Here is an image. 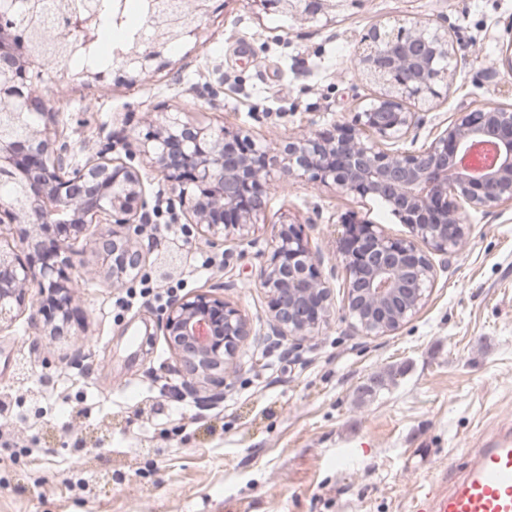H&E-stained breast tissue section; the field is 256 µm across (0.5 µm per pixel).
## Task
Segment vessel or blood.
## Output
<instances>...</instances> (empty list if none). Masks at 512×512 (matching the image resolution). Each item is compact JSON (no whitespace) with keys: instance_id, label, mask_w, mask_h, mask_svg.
Returning a JSON list of instances; mask_svg holds the SVG:
<instances>
[{"instance_id":"1","label":"vessel or blood","mask_w":512,"mask_h":512,"mask_svg":"<svg viewBox=\"0 0 512 512\" xmlns=\"http://www.w3.org/2000/svg\"><path fill=\"white\" fill-rule=\"evenodd\" d=\"M416 512H512V426H501L478 448L447 489L416 500Z\"/></svg>"}]
</instances>
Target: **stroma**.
Wrapping results in <instances>:
<instances>
[{"label":"stroma","instance_id":"35a3bbf8","mask_svg":"<svg viewBox=\"0 0 512 512\" xmlns=\"http://www.w3.org/2000/svg\"><path fill=\"white\" fill-rule=\"evenodd\" d=\"M201 19L207 43L173 49L170 68L135 87L58 83L48 95L66 124L72 160L104 146L138 147L149 119L226 128L273 147L331 129L376 94L361 81L353 47L372 25L449 17L466 62L446 101L402 141L414 150L442 132L460 102L512 105V74L483 80L501 57L502 20L512 0H342L330 22L265 14L251 0H217ZM149 229L139 237L144 274L110 288L95 239L100 225L71 236L83 313L79 336H49L20 316L0 330V512H414L417 496L447 486L476 447L512 420V205L468 210L466 233L433 255L434 284L398 330L362 335L336 311L311 345L281 357L260 340L268 297L255 272L276 225L302 224L324 264L335 267L336 225L345 213L411 238L389 207L334 185L270 183L266 209L248 240L209 244L169 207L167 183L138 156ZM182 225V241L164 234ZM182 261L178 294L209 291L231 300L256 333L234 359L223 400L205 406L173 398L177 364L157 328V306L129 292L160 287L157 259ZM189 253L211 255L194 269ZM81 365H73L74 350ZM376 392L366 393L373 379ZM86 438L82 451L76 439Z\"/></svg>","mask_w":512,"mask_h":512}]
</instances>
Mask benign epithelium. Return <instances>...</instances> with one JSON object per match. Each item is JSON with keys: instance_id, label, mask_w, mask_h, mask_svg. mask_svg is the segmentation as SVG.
Returning <instances> with one entry per match:
<instances>
[{"instance_id": "benign-epithelium-1", "label": "benign epithelium", "mask_w": 512, "mask_h": 512, "mask_svg": "<svg viewBox=\"0 0 512 512\" xmlns=\"http://www.w3.org/2000/svg\"><path fill=\"white\" fill-rule=\"evenodd\" d=\"M266 14L288 13L303 22L328 17L336 0H252ZM193 18H208L210 0H186ZM154 34L136 42L122 57L126 63L109 72L64 66L48 72L42 58L28 53L24 34L0 27V107L39 123L23 138L0 135V180L19 185L25 194L18 206L0 199V223L27 224L19 245L0 248V328L16 313L40 314L50 334L80 321L73 305L74 251L64 235L86 224H106L102 236L111 261V287H128L145 259L135 238L145 231V188L131 165L136 153L112 158L106 146L83 164H74L65 130L60 128L42 85L60 75L72 84L112 81L133 85L171 65L170 44L198 47L204 32L188 19L171 26L150 18ZM509 41L501 64L512 73V16L503 21ZM456 25L449 18L407 20L374 25L363 34L355 56L362 79L378 93L352 122L334 132L293 138L284 147L258 146L224 130L215 133L191 123L149 120L152 130L140 153L168 183L172 203L187 223L244 236L265 210L264 186L272 177L284 185L298 181L333 184L361 200L385 202L408 225L411 239L386 235L379 225L353 216L340 220L336 255L346 272L343 308L366 335L398 330L420 309L436 277L431 255L446 256L464 236L463 218L470 209L512 204V105L464 101L454 121L418 149H391L423 124L425 107L450 91L463 56L449 37ZM84 47L93 39L88 21L70 16L59 32ZM310 240L293 223L276 227L271 251L256 277L269 297L267 344L271 349L291 341L287 357L329 324L335 308L332 280ZM38 283L40 297H29L28 284ZM164 336L184 378L177 392L217 403L229 387L228 366L252 335L250 321L221 296L192 292L170 301L160 320Z\"/></svg>"}]
</instances>
